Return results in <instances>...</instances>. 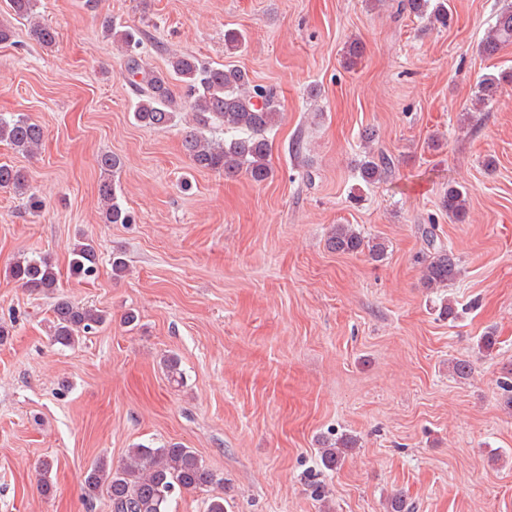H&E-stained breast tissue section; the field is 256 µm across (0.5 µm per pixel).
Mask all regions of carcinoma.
<instances>
[{
	"label": "carcinoma",
	"mask_w": 512,
	"mask_h": 512,
	"mask_svg": "<svg viewBox=\"0 0 512 512\" xmlns=\"http://www.w3.org/2000/svg\"><path fill=\"white\" fill-rule=\"evenodd\" d=\"M10 8L20 18L33 23V35L45 45L55 42V31L47 24L33 21L34 0H10ZM403 8L430 23L448 22V12L441 3L432 0H404ZM108 36L124 49L125 71L134 86L137 102L135 121L148 128L164 129L172 125L174 114L183 110L192 113L194 125L184 129L182 145L194 168L233 177L241 173L261 184L269 180L272 170L268 157L271 149L267 132L276 125L279 112L276 95L271 88L255 83L249 74L234 65L214 66L188 54H171L167 67L155 71L144 67V41L136 29L117 30L108 27ZM245 44V36L235 29L224 32V52L234 54ZM512 44V6L503 7L495 22L480 41L482 55L493 57L506 45ZM180 81L186 92L184 102L173 96L171 81ZM512 82V74L490 75L478 86L475 98L484 104L493 100L502 84ZM219 123L224 126V139L213 140L200 129ZM45 138L41 125L23 115L0 118V142L9 144L21 154H31ZM100 169L107 174L99 185L103 203L102 218L106 224H132L134 217L119 199L120 182L116 177L122 169L121 159L103 154L98 159ZM360 179L367 185L381 180L390 169L384 155L366 150L357 166ZM0 189L27 195L29 210L39 212L41 196L28 192L27 178L22 170L0 164ZM448 218L456 223L466 221L469 213L467 193L448 186L442 198ZM428 246L423 262V285L434 290L449 287L458 277L460 259L440 241L435 225L422 228ZM333 252L348 255L368 253L374 261L387 255V245L379 238L365 237L352 224H338L327 239ZM99 265L98 248L94 241L83 239L70 252L69 271L77 279L96 275ZM9 275L22 287L36 293L52 294L59 288L58 274L50 257H21L9 266ZM106 322V315L91 306L59 298L52 308L51 341L71 346L93 333ZM358 447V439L344 433L320 449L322 465L335 469L343 458ZM215 482L214 473L197 453L179 443L160 448L140 444L128 450L116 467L105 458L92 462L84 472V498L88 501L106 494L111 512H168L176 490H202Z\"/></svg>",
	"instance_id": "cac0c4a2"
}]
</instances>
